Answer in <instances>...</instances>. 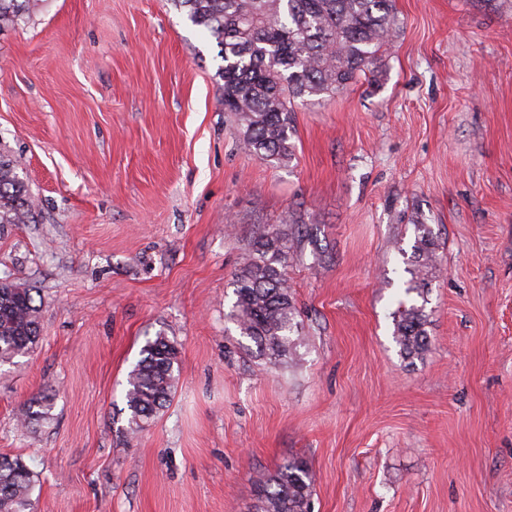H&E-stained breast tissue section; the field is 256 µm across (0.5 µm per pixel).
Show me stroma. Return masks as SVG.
Here are the masks:
<instances>
[{"mask_svg": "<svg viewBox=\"0 0 512 512\" xmlns=\"http://www.w3.org/2000/svg\"><path fill=\"white\" fill-rule=\"evenodd\" d=\"M375 82L297 108L295 154L240 145L213 39L171 0H42L0 31V153L38 204L0 224V277L41 338L0 364V453L36 512H240L286 460L312 512H512V0H396ZM440 262L428 351L392 339L414 223ZM261 224L303 339L269 371L231 318ZM179 349L170 404L134 442L126 378ZM54 418L21 428L42 392Z\"/></svg>", "mask_w": 512, "mask_h": 512, "instance_id": "35a3bbf8", "label": "stroma"}]
</instances>
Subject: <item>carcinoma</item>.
Wrapping results in <instances>:
<instances>
[{"label": "carcinoma", "instance_id": "cac0c4a2", "mask_svg": "<svg viewBox=\"0 0 512 512\" xmlns=\"http://www.w3.org/2000/svg\"><path fill=\"white\" fill-rule=\"evenodd\" d=\"M41 0H0V30L30 15ZM188 20L219 47L224 65V111L240 127L243 147L259 159L283 164L294 156L293 112L316 105L360 78L376 77L382 52L399 36L395 0H173ZM17 161L0 155V224L33 221L35 201L16 173ZM411 279L405 294L424 296L435 268L434 231L416 224ZM302 225L268 224L248 244L235 274L232 316L256 347L264 366L275 369L303 339L288 285V260L298 248ZM421 306L394 313L393 339L401 355L418 358L428 349ZM40 338V306L31 289L0 278V362H10ZM178 350L162 333L148 338L129 372L125 437L133 440L169 403L177 383ZM53 395L32 399L23 422L53 419ZM35 480L20 457L0 455V512H32ZM256 503L249 512H310L313 476L299 459L254 480Z\"/></svg>", "mask_w": 512, "mask_h": 512}]
</instances>
